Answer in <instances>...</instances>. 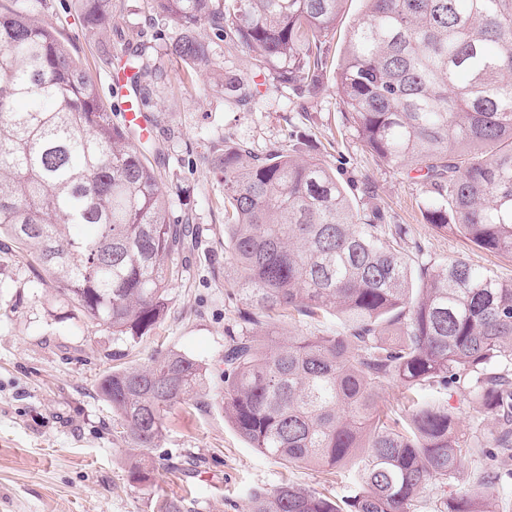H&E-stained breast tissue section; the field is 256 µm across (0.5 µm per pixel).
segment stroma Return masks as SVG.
<instances>
[{
    "mask_svg": "<svg viewBox=\"0 0 512 512\" xmlns=\"http://www.w3.org/2000/svg\"><path fill=\"white\" fill-rule=\"evenodd\" d=\"M0 4L55 27L114 122L122 120L123 96L112 83L118 70L111 58L141 49L165 72L144 100L155 118L149 160L168 192L172 220L186 217L200 228L178 255L182 276L169 290L164 320L148 335L125 341L114 340L110 328L42 284L19 252L0 245V512H152L156 498L172 496L194 500L195 512H247L252 490L272 491L287 482L336 498L349 495L351 469L329 483L322 470L266 457L249 448L224 416V336L237 327L245 303L224 262V186L209 152L240 145L258 156L279 150L320 159L357 208H381L387 223L408 228L407 250L430 270L463 254L478 270L512 280V257L468 247L424 222L420 179L370 154L342 110L334 78L326 79L318 99L300 101L225 41H215L210 65L188 67L163 52L180 28L146 12L144 0H113L114 21L96 35L83 25L81 0ZM363 11V0H344L336 29L322 44L329 69L340 63ZM229 72L242 79L249 101L224 86ZM170 350L207 367L204 403L175 406L157 447L132 449L99 382L112 368L142 366ZM136 456L152 462L154 483L130 482L129 462ZM171 462L182 472L167 474Z\"/></svg>",
    "mask_w": 512,
    "mask_h": 512,
    "instance_id": "1",
    "label": "stroma"
}]
</instances>
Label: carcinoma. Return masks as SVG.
Segmentation results:
<instances>
[{
  "label": "carcinoma",
  "mask_w": 512,
  "mask_h": 512,
  "mask_svg": "<svg viewBox=\"0 0 512 512\" xmlns=\"http://www.w3.org/2000/svg\"><path fill=\"white\" fill-rule=\"evenodd\" d=\"M86 29L112 23V0H83ZM182 29L165 52L210 63L201 27L244 49L279 86L317 98L323 38L343 0H149ZM336 89L379 161L427 188L425 223L480 250L512 256V0H364ZM143 93L162 73L134 53L122 64ZM112 121L93 81L44 20L0 9V236L21 246L59 295L141 338L165 318L176 255L198 227L176 224L147 152ZM211 164L224 183L226 259L246 308L224 342V416L249 447L290 465L354 467L342 500L289 483L255 489L248 512H496L500 473L453 485L466 461L512 451V280L465 256L435 274L412 269L401 224L355 208L315 157H263L235 146ZM336 315L323 336L276 340V318ZM207 368L176 351L110 371L101 395L130 444L153 448L171 408L195 399ZM453 390L498 428L462 436L448 403L392 413L380 389ZM154 469L131 463L129 480ZM153 512H195L163 497Z\"/></svg>",
  "instance_id": "cac0c4a2"
}]
</instances>
